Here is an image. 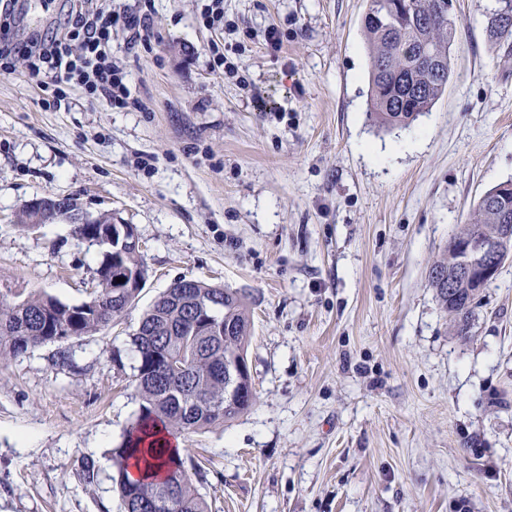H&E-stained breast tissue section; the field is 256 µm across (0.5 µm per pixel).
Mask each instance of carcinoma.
Listing matches in <instances>:
<instances>
[{"label": "carcinoma", "instance_id": "carcinoma-1", "mask_svg": "<svg viewBox=\"0 0 512 512\" xmlns=\"http://www.w3.org/2000/svg\"><path fill=\"white\" fill-rule=\"evenodd\" d=\"M445 0H410L411 8H394L395 0H368L362 17L370 50L369 113L388 129L406 128L429 111L443 95L451 76L455 18L443 8ZM486 36L504 53L512 52V17L505 20L491 7L485 15ZM474 220L458 226L448 248L429 271L442 309L453 320L458 336L469 333L474 308L486 282L447 281L456 266L459 246L472 237L490 239L502 231L503 218L512 213V191L495 203L479 201ZM96 287L87 300L68 305L34 294L0 308V362H8L46 343H66L105 331L126 313L112 299V250L101 246ZM249 296L200 280L186 288H167L143 312L131 336L137 357L136 388L139 412L112 450L113 482L121 497L120 512H209L196 483L200 466L169 454L154 438L161 426L168 435L207 429L231 421L249 409L253 389L243 378L245 393L224 405V357L234 354L248 362ZM179 364L176 374L169 364ZM93 459L80 462V477L95 482Z\"/></svg>", "mask_w": 512, "mask_h": 512}]
</instances>
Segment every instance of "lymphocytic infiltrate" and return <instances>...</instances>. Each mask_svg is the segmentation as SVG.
Returning <instances> with one entry per match:
<instances>
[{"label":"lymphocytic infiltrate","instance_id":"obj_1","mask_svg":"<svg viewBox=\"0 0 512 512\" xmlns=\"http://www.w3.org/2000/svg\"><path fill=\"white\" fill-rule=\"evenodd\" d=\"M151 10L116 12L80 0L68 15L64 34H51L25 48L28 74L37 79L43 93L53 102L65 99L71 85L100 99L108 109L127 107L130 91L125 71L113 60L112 33L121 28L132 42H149L154 36Z\"/></svg>","mask_w":512,"mask_h":512}]
</instances>
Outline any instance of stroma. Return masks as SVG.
Masks as SVG:
<instances>
[{
	"instance_id": "1",
	"label": "stroma",
	"mask_w": 512,
	"mask_h": 512,
	"mask_svg": "<svg viewBox=\"0 0 512 512\" xmlns=\"http://www.w3.org/2000/svg\"><path fill=\"white\" fill-rule=\"evenodd\" d=\"M202 4L155 0L147 44L113 31L129 109L78 87L48 107L24 62L0 74V295L88 296L99 248L65 223H15L36 196L118 213L149 272L107 331L0 363V512H119L129 336L184 277L251 297L254 402L180 439L209 512H512V262L464 339L428 284L457 225L512 180V57L487 39L491 0H457L447 91L391 131L366 115L367 0H224L220 29ZM72 6L24 0L26 27ZM215 43L234 71L212 67Z\"/></svg>"
}]
</instances>
